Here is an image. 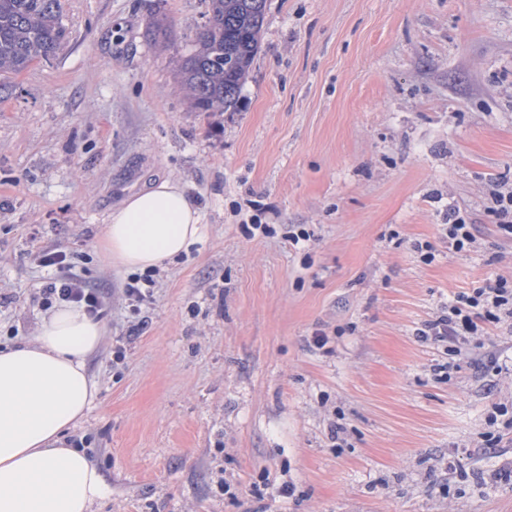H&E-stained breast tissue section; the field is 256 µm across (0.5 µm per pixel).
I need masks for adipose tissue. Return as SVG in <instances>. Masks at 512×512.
I'll list each match as a JSON object with an SVG mask.
<instances>
[{
	"label": "adipose tissue",
	"instance_id": "obj_1",
	"mask_svg": "<svg viewBox=\"0 0 512 512\" xmlns=\"http://www.w3.org/2000/svg\"><path fill=\"white\" fill-rule=\"evenodd\" d=\"M207 234L185 185L161 179L113 208L101 245L112 266L144 273ZM104 334L102 320L62 305L32 340L0 347V512H94L109 496L85 450L67 442L97 396L86 359Z\"/></svg>",
	"mask_w": 512,
	"mask_h": 512
}]
</instances>
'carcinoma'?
I'll return each mask as SVG.
<instances>
[{"label": "carcinoma", "mask_w": 512, "mask_h": 512, "mask_svg": "<svg viewBox=\"0 0 512 512\" xmlns=\"http://www.w3.org/2000/svg\"><path fill=\"white\" fill-rule=\"evenodd\" d=\"M208 24L181 56L177 72L193 106L225 111L236 104L260 47L267 0H210ZM66 34L59 0H0V72L18 74L56 54Z\"/></svg>", "instance_id": "obj_1"}]
</instances>
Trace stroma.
Here are the masks:
<instances>
[{
	"label": "stroma",
	"instance_id": "obj_1",
	"mask_svg": "<svg viewBox=\"0 0 512 512\" xmlns=\"http://www.w3.org/2000/svg\"><path fill=\"white\" fill-rule=\"evenodd\" d=\"M60 3L64 49L0 74V346L47 312L41 252L105 292L71 433L111 490L97 512H512V319L455 355L417 336L512 278V0H268L225 112L177 76L209 0ZM164 177L209 232L135 309L98 244ZM452 206L477 226L462 252ZM253 215L275 235H245ZM495 212L501 219L498 224L503 235L512 237V191L507 193L498 192L494 195Z\"/></svg>",
	"mask_w": 512,
	"mask_h": 512
}]
</instances>
